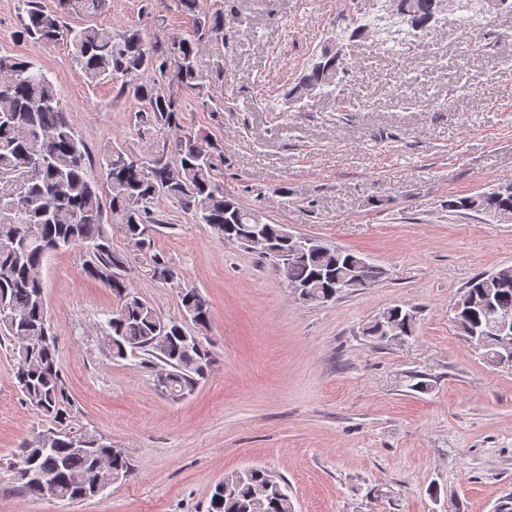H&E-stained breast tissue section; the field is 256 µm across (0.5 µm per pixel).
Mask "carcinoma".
Returning a JSON list of instances; mask_svg holds the SVG:
<instances>
[{
	"label": "carcinoma",
	"mask_w": 512,
	"mask_h": 512,
	"mask_svg": "<svg viewBox=\"0 0 512 512\" xmlns=\"http://www.w3.org/2000/svg\"><path fill=\"white\" fill-rule=\"evenodd\" d=\"M19 38L35 42L65 41L71 45L79 77L91 83L125 78L123 89L143 103L145 120L169 130L180 128L182 97L164 78L174 73L180 90L194 92L209 107L197 68L198 39L224 33V13L210 12L200 0H177L193 17L195 36L173 34L162 42L145 43L133 30L114 32L96 23L108 0H54L45 10L37 0H21ZM394 15L414 37L436 20L441 0H392ZM77 16V26L65 20ZM338 52L325 49L307 67L289 95L299 102L309 92L336 86L346 73ZM145 72L152 73L141 80ZM171 161L148 165L134 154L111 147L90 164L86 147L67 116L59 90L43 68L23 56L0 55V342L13 345V382L23 400L53 424L25 442L15 458L0 463L14 491L33 500L52 498L73 502L95 487L106 488L133 469L131 458L100 435L77 433L69 424L74 402L58 359V336L47 317L43 262L52 252L80 245L92 256L89 277L112 291L117 308L103 327L113 360L138 353L160 361L156 376L162 391L173 398L191 392L203 379L213 356L202 341L209 330L207 300L194 288L179 293V314L168 319L134 292L116 272L125 265L123 254L112 249L104 224L99 188L107 185L112 223L139 248L151 245L149 231L159 223V196L177 200L193 222L205 224L222 239L241 241L251 225L265 224L273 239L285 229L266 222L259 211L244 207L213 177L218 148L189 132L176 136ZM450 212H472L512 223V186L490 189L448 200ZM361 254L334 246L306 251L288 260V283L311 284L313 299L324 303L364 289L349 284L352 262ZM499 280L486 273L470 280L464 294L486 291L496 308L452 309L451 322L459 336L483 351L493 363L497 350L495 309L512 312V266L496 269ZM389 319L374 320L365 334L382 340L392 323L406 341L415 336L416 323L406 320L399 306L386 309ZM107 466H97L99 460ZM36 469L53 483L33 482L22 473ZM207 512H294L283 479L262 467H248L224 476L215 485Z\"/></svg>",
	"instance_id": "carcinoma-1"
}]
</instances>
